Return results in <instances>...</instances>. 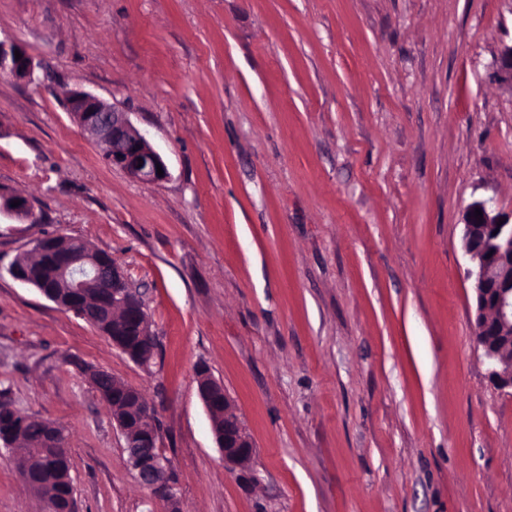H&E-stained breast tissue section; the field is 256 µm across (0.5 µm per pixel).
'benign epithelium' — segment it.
I'll return each mask as SVG.
<instances>
[{
    "label": "benign epithelium",
    "instance_id": "1",
    "mask_svg": "<svg viewBox=\"0 0 512 512\" xmlns=\"http://www.w3.org/2000/svg\"><path fill=\"white\" fill-rule=\"evenodd\" d=\"M17 52L22 54L18 60L15 59ZM35 68L33 57L21 43L0 39L1 75L30 82L34 79ZM493 74L500 83L512 88V44L501 48L493 64ZM67 107L82 133L102 149L106 163L120 167L146 185H157L168 179L169 171L163 158L133 126L127 113L81 89L69 92ZM159 168L163 170L161 176L157 174ZM16 200L20 205L11 206ZM477 209L482 212L478 217L475 216ZM2 214L29 224L41 222V214L33 201L20 193L0 195ZM58 241V236L43 238L36 242L35 248L48 256L58 287L64 289V309L94 322L98 310L90 304V295L95 289L106 286L112 312L124 314L128 322L141 328L147 325L145 306L132 303L130 294L135 287L116 264L95 250L86 247L71 250ZM461 241L469 263L466 278L472 281L471 320L478 336L477 344L492 382L512 395V210L502 209L492 198L474 200L463 213ZM113 345L143 368L149 367L156 356V349L152 347L133 351L123 341H115ZM196 382L224 465L237 473L238 479L255 481L250 468L254 444L224 384L203 367L196 372ZM112 422L124 439L123 452L134 477L150 491L154 502L165 503L168 512H179L173 465L157 446L159 430L155 408L149 404L142 406L133 423L116 416L112 417Z\"/></svg>",
    "mask_w": 512,
    "mask_h": 512
}]
</instances>
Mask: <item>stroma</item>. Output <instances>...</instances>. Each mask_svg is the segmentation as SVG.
I'll return each mask as SVG.
<instances>
[{"mask_svg": "<svg viewBox=\"0 0 512 512\" xmlns=\"http://www.w3.org/2000/svg\"><path fill=\"white\" fill-rule=\"evenodd\" d=\"M0 390L68 437L76 512H145L86 375L140 391L180 512H512V395L471 323L462 215L512 209V0H0ZM127 112L171 177L107 165L65 99ZM52 235L111 254L157 336L151 370L15 280ZM223 382L256 484L198 395ZM0 453V512H39ZM15 50L22 54L19 60L15 59ZM35 63L26 48L15 40L0 39V74L8 75L21 81L31 82L34 79ZM493 74L500 83L512 89V44L501 48L493 64ZM14 200H19L20 205L11 207V203ZM2 214L10 219L25 221L29 224L41 222V214L37 212L33 201L20 193L0 195V218ZM196 382L199 397L208 413L215 442L224 459V465L232 472L237 471L239 480L250 483L255 481L256 476L250 468L254 455V444L246 432L224 384L214 379L203 367L196 372Z\"/></svg>", "mask_w": 512, "mask_h": 512, "instance_id": "stroma-1", "label": "stroma"}]
</instances>
